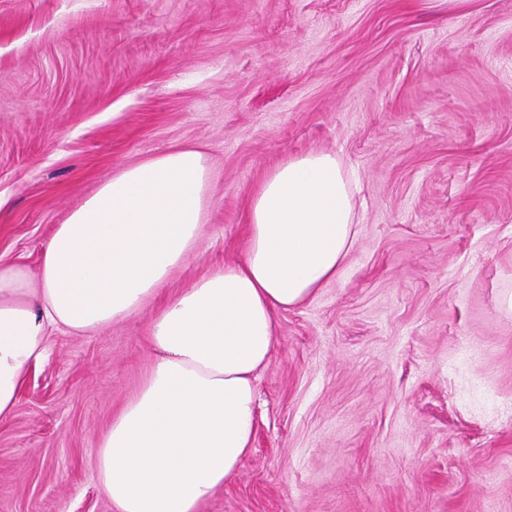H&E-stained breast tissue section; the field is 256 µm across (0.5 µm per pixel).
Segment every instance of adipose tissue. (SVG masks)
Wrapping results in <instances>:
<instances>
[{
	"label": "adipose tissue",
	"mask_w": 512,
	"mask_h": 512,
	"mask_svg": "<svg viewBox=\"0 0 512 512\" xmlns=\"http://www.w3.org/2000/svg\"><path fill=\"white\" fill-rule=\"evenodd\" d=\"M207 188L199 150L154 157L114 176L58 225L39 290L26 266L0 264V421L45 358L51 327L86 334L128 318L183 265ZM355 188L335 154L284 161L251 202L244 258L157 312L149 374L97 456L116 512H200L236 475L252 449L256 380L273 353L278 315L345 269L357 236Z\"/></svg>",
	"instance_id": "adipose-tissue-1"
}]
</instances>
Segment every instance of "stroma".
Masks as SVG:
<instances>
[{"instance_id":"obj_1","label":"stroma","mask_w":512,"mask_h":512,"mask_svg":"<svg viewBox=\"0 0 512 512\" xmlns=\"http://www.w3.org/2000/svg\"><path fill=\"white\" fill-rule=\"evenodd\" d=\"M199 148L201 235L132 316L53 329L0 423V512H115L96 470L149 326L243 259L279 163L359 181L345 274L279 316L252 451L201 512H512V0H0V261Z\"/></svg>"}]
</instances>
